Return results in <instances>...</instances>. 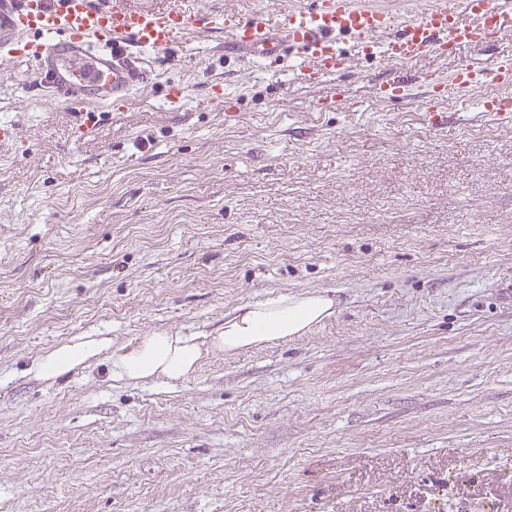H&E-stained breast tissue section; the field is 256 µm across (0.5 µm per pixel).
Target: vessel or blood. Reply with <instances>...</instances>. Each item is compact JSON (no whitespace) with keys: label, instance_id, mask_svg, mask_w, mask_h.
<instances>
[{"label":"vessel or blood","instance_id":"vessel-or-blood-1","mask_svg":"<svg viewBox=\"0 0 512 512\" xmlns=\"http://www.w3.org/2000/svg\"><path fill=\"white\" fill-rule=\"evenodd\" d=\"M224 52L297 65L300 80L318 85L348 65L339 41L394 65L431 54L454 57L466 44H492L512 28V0H435L425 12L401 18L389 8L354 0H297L285 10L250 16L225 12ZM206 16L179 0L136 7L132 0H0V78L18 61L30 64L38 90L77 103L75 131L95 126V105L128 104L149 80L143 51L170 49L184 32L207 31ZM407 80L398 74L376 85L375 98H400ZM512 86V62L474 70L460 65L452 79L430 73L424 86L439 102L468 100L476 86Z\"/></svg>","mask_w":512,"mask_h":512}]
</instances>
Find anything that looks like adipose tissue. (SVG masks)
<instances>
[{
    "label": "adipose tissue",
    "mask_w": 512,
    "mask_h": 512,
    "mask_svg": "<svg viewBox=\"0 0 512 512\" xmlns=\"http://www.w3.org/2000/svg\"><path fill=\"white\" fill-rule=\"evenodd\" d=\"M333 301L321 294L279 297L257 302L224 322L211 337L212 349L234 352L277 339L301 335L329 316ZM108 337L77 336L39 356L33 365L37 378L55 381L107 350ZM202 356L195 337L156 333L139 340L113 361L119 375L130 379L163 376L172 381L194 371Z\"/></svg>",
    "instance_id": "ef3b65f1"
}]
</instances>
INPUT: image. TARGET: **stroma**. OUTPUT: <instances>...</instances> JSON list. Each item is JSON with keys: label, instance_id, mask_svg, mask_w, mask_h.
I'll use <instances>...</instances> for the list:
<instances>
[{"label": "stroma", "instance_id": "35a3bbf8", "mask_svg": "<svg viewBox=\"0 0 512 512\" xmlns=\"http://www.w3.org/2000/svg\"><path fill=\"white\" fill-rule=\"evenodd\" d=\"M341 46L350 73L313 87L186 33L81 140L69 105L12 65L0 512H512V117L480 88L431 128L419 85L512 59V31L409 64L388 104L374 89L390 66ZM307 294L334 300L310 332L205 353L185 380L112 365L143 337L213 336L255 301ZM75 336L112 344L36 378Z\"/></svg>", "mask_w": 512, "mask_h": 512}]
</instances>
